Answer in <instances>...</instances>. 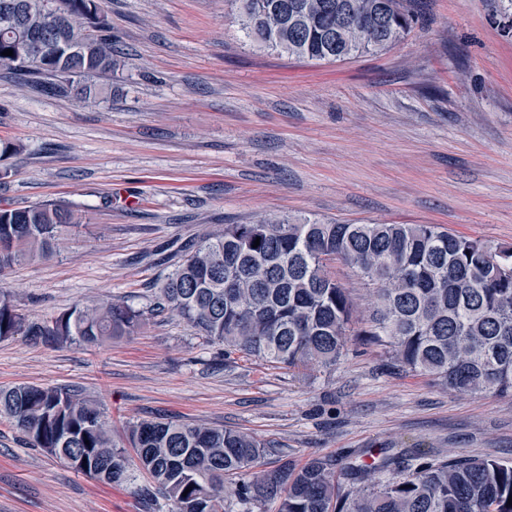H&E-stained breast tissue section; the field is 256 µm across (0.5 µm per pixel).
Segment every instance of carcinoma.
Here are the masks:
<instances>
[{"label":"carcinoma","mask_w":512,"mask_h":512,"mask_svg":"<svg viewBox=\"0 0 512 512\" xmlns=\"http://www.w3.org/2000/svg\"><path fill=\"white\" fill-rule=\"evenodd\" d=\"M25 6L26 30L55 37L59 15L90 42L64 61L17 59L20 34L0 29V69L46 95L97 98L117 54L100 0H0ZM242 31L274 51L319 62L382 51L416 21L410 0H228ZM11 49L13 55L2 52ZM82 217L62 204L0 205V273L47 259L64 227ZM259 246H254L255 240ZM343 261L372 290L370 325L353 331V302L330 271ZM155 295L196 334L265 362L336 366L347 336L386 347L397 366L450 392L512 394V246L436 224H339L264 216L226 224L183 244ZM146 312L123 301L76 304L30 321L0 290V339L94 346L133 336ZM0 416L39 448L106 485L130 481L128 449L170 512H226V498L278 504L277 512H512V464L490 458L364 453L340 461L264 463L255 437L181 420L142 421L115 436L100 406L63 387L0 390ZM347 485L357 486L349 497ZM190 492H185V489Z\"/></svg>","instance_id":"obj_1"}]
</instances>
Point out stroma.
Segmentation results:
<instances>
[{
  "mask_svg": "<svg viewBox=\"0 0 512 512\" xmlns=\"http://www.w3.org/2000/svg\"><path fill=\"white\" fill-rule=\"evenodd\" d=\"M121 66L83 105L0 69V204L84 214L39 264L0 275L26 318L145 308L154 253L265 214L438 224L512 245V29L500 0H416L399 43L335 63L245 37L227 0H103ZM350 341L336 367L225 353L173 313L99 346L0 339V388L67 387L114 430L190 420L254 435L265 461L350 451L512 462V396L448 392ZM141 472L108 486L25 445L0 417V512H168Z\"/></svg>",
  "mask_w": 512,
  "mask_h": 512,
  "instance_id": "1",
  "label": "stroma"
}]
</instances>
